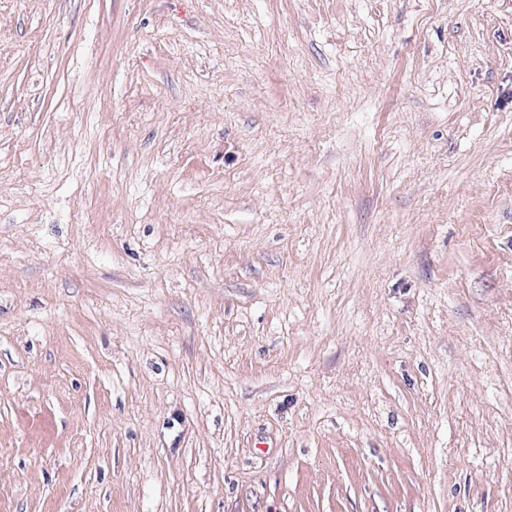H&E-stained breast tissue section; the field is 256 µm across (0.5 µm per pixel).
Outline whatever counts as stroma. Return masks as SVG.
Masks as SVG:
<instances>
[{"label":"stroma","instance_id":"obj_1","mask_svg":"<svg viewBox=\"0 0 512 512\" xmlns=\"http://www.w3.org/2000/svg\"><path fill=\"white\" fill-rule=\"evenodd\" d=\"M0 512H512V0H0Z\"/></svg>","mask_w":512,"mask_h":512}]
</instances>
